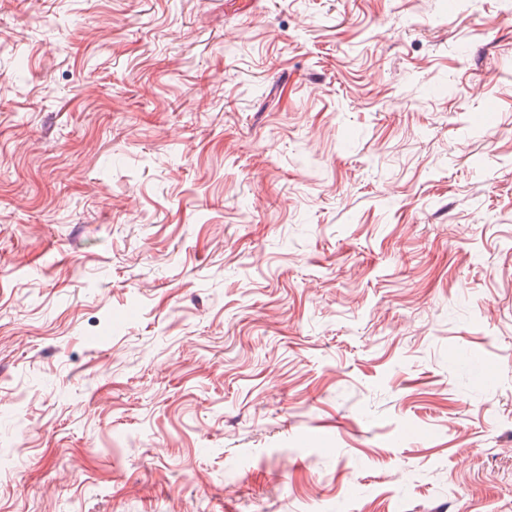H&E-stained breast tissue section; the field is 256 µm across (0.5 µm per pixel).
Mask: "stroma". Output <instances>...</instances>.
<instances>
[{
    "label": "stroma",
    "mask_w": 512,
    "mask_h": 512,
    "mask_svg": "<svg viewBox=\"0 0 512 512\" xmlns=\"http://www.w3.org/2000/svg\"><path fill=\"white\" fill-rule=\"evenodd\" d=\"M0 512H512V0H0Z\"/></svg>",
    "instance_id": "obj_1"
}]
</instances>
